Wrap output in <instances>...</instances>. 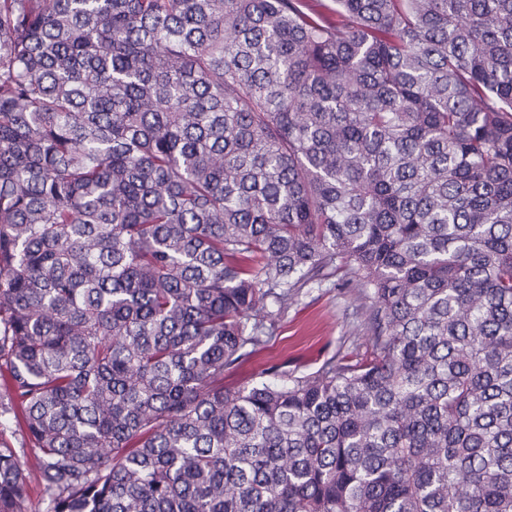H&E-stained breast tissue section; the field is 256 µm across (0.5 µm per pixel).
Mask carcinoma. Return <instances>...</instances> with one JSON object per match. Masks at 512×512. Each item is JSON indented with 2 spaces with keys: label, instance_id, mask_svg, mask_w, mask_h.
I'll return each instance as SVG.
<instances>
[{
  "label": "carcinoma",
  "instance_id": "cac0c4a2",
  "mask_svg": "<svg viewBox=\"0 0 512 512\" xmlns=\"http://www.w3.org/2000/svg\"><path fill=\"white\" fill-rule=\"evenodd\" d=\"M0 0V436L45 512H512V0ZM369 356L227 387L308 284ZM30 477L0 442V512Z\"/></svg>",
  "mask_w": 512,
  "mask_h": 512
}]
</instances>
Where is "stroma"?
Listing matches in <instances>:
<instances>
[{
    "mask_svg": "<svg viewBox=\"0 0 512 512\" xmlns=\"http://www.w3.org/2000/svg\"><path fill=\"white\" fill-rule=\"evenodd\" d=\"M336 282L332 275L309 284L284 310L266 318L263 344L225 371V384L256 382L270 369L288 378L304 377L338 354L366 355L369 343L362 308L367 300L353 289L337 287Z\"/></svg>",
    "mask_w": 512,
    "mask_h": 512,
    "instance_id": "35a3bbf8",
    "label": "stroma"
}]
</instances>
